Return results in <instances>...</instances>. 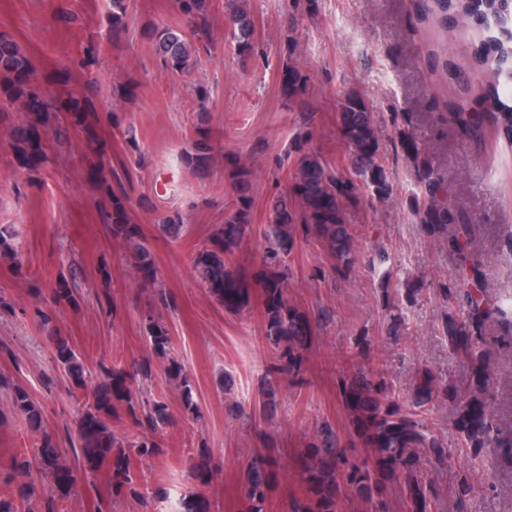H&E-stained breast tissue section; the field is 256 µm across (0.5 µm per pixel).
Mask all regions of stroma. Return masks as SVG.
I'll use <instances>...</instances> for the list:
<instances>
[{
    "label": "stroma",
    "mask_w": 512,
    "mask_h": 512,
    "mask_svg": "<svg viewBox=\"0 0 512 512\" xmlns=\"http://www.w3.org/2000/svg\"><path fill=\"white\" fill-rule=\"evenodd\" d=\"M255 52L239 57L231 42L225 0H211L208 38L190 72L166 69L147 36L157 25L183 27L176 0H129L128 29L110 31L108 0H0V32L12 35L35 59L54 94H80L92 103L93 134L77 132L65 143L49 139L48 161L30 180L11 146V122L0 121V225L21 253L20 266L0 265V497L14 498V459L32 456L51 435L73 460L71 440L85 400L74 392L53 360L51 339L73 346L85 371L124 367L145 358L149 377H137L138 396L164 403L173 419L156 437L151 459L133 458L145 497L112 496L103 478L63 500H53L50 481L37 484L41 502L57 512H184L200 496L211 512H240L245 469L261 453L279 462L266 512H288L301 484L295 460L315 428L330 423L345 432L336 379L353 363L358 336L371 338L374 362L384 365L399 398L411 394L420 372L462 381L466 368L438 332L448 303L438 293L453 279L458 262L447 244L421 230L409 206L417 189L415 169L400 145L383 139L379 157L393 185V199L365 207L354 219L357 261L349 279L330 274L331 260L313 237H298L286 258L290 299L316 321L306 351L303 385L281 383L275 410L258 404L274 352L262 331L261 305L226 312L193 269L196 252L233 207L226 156L247 162L253 174V232L236 254L241 271L259 263L266 205L290 179L297 164L294 145L306 131L299 113L280 93V73L289 55L286 35L295 31L296 55L311 75L316 126L312 146L343 174H350L348 148L337 115L346 91H358L375 123L392 129V115L414 116L415 138L444 162L449 198L471 219L470 252L482 263L486 299L495 314L493 336L512 320V142L485 126L472 140L451 120L447 106L469 107L484 76L469 69L466 32L448 39V57L466 67L468 84L442 83L428 53L440 35L411 24L412 0H249ZM96 40L97 62L81 63L88 40ZM209 93L200 101L199 89ZM211 133L219 159L207 176L187 167L198 127ZM105 152L124 177L130 214L139 224L158 271L161 289L144 286L113 238L110 204L89 176L92 160ZM179 220L172 237L160 225ZM385 248L394 287L411 280L420 298L408 311L407 328L387 336L378 279L369 261ZM72 272L73 304L56 307L52 290L60 274ZM171 297L163 305L160 294ZM50 315L41 324L37 314ZM161 317L171 337L167 356L154 355L148 317ZM182 364L186 383L171 379L170 360ZM25 389L42 411L43 427L30 429L13 408L14 391ZM195 413H188L187 403ZM206 461L210 478L197 479L191 465ZM476 487L467 512H512V458L488 448L472 470Z\"/></svg>",
    "instance_id": "35a3bbf8"
}]
</instances>
